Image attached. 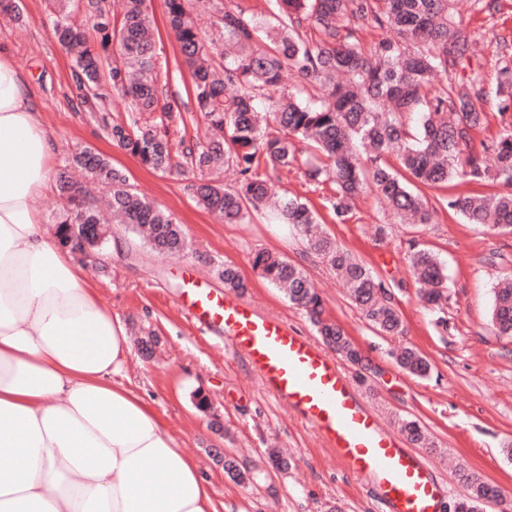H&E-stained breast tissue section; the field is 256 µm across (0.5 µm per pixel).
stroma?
I'll list each match as a JSON object with an SVG mask.
<instances>
[{
    "label": "stroma",
    "mask_w": 512,
    "mask_h": 512,
    "mask_svg": "<svg viewBox=\"0 0 512 512\" xmlns=\"http://www.w3.org/2000/svg\"><path fill=\"white\" fill-rule=\"evenodd\" d=\"M16 4L22 20L0 15V45L7 46L25 74L54 140L55 172L68 168L75 148H91L185 228L186 250L163 259L132 233L114 227L112 234L123 238L125 249L96 258L84 270L102 305L119 317L128 336L149 328L160 337L153 357L131 350L122 381L154 404L198 462L220 512H387L371 478L342 464L314 429L272 395L219 331L191 322L177 304L184 270H194L220 291L224 282L216 270L230 264L247 285L243 300L317 338L305 312L253 271L251 259L258 250L303 263L322 296L326 318L342 326L365 358L361 367L342 365L354 390L389 427L398 428L408 418L426 428L432 445L419 454L436 472L447 503L464 495L466 478L475 475L501 492V504H488L483 512H512V457L504 452L512 446V338L496 335L490 320L492 290L504 274L512 273V234L465 223L439 206L448 196L497 193L498 185L453 180L421 187L436 209L432 223L400 224L372 194L361 198L345 220H336L328 204L330 185L307 182L294 170L273 175L279 191L304 199L326 231L385 284L406 327L403 341L431 363L428 377H412L392 356L398 341L369 326L335 273L304 256L288 225L268 212L253 215L246 224L224 223L197 203L191 177L147 169L113 145L102 122L76 106L71 59L51 32L52 0ZM456 24L476 46L470 73L484 88L475 105L488 120L472 140L480 151L501 130L495 88L498 70L512 52V0H458ZM416 245L432 249L445 265L448 302L443 311L431 309L418 295L409 265ZM441 315L448 321L444 330L436 324ZM199 388L212 398L224 434L213 432L208 418L195 409L191 394ZM274 447L287 458V468L272 466L268 451ZM215 448L251 470V481L227 476L211 456ZM451 455L457 467H448Z\"/></svg>",
    "instance_id": "35a3bbf8"
}]
</instances>
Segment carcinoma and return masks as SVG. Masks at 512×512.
<instances>
[{
	"label": "carcinoma",
	"instance_id": "cac0c4a2",
	"mask_svg": "<svg viewBox=\"0 0 512 512\" xmlns=\"http://www.w3.org/2000/svg\"><path fill=\"white\" fill-rule=\"evenodd\" d=\"M454 2L275 0L278 24L263 30L254 17L222 0H164L181 65L192 78L189 96L204 121L201 134L189 144L181 135L180 105L159 95L169 71L159 62L147 0H124L116 13L109 0H82L84 22L64 15L52 32L72 57L71 79L82 106L108 112L113 97L124 100L125 121L105 123L113 144L154 171L197 176L192 187L198 202L222 215L226 224H245L253 213L271 209L301 238L308 254L344 281L349 299L373 328L385 336H401V315L374 273L322 228L306 203L271 195L258 169L294 167L295 141H307L319 158L303 161L299 169L310 182L334 185L330 205L339 221L371 189L398 221L430 224L433 211L416 185L436 186L456 178L496 182L506 191L450 196L442 206L469 224L512 232V55L499 70L495 90L502 131L489 148L476 153L472 132L485 124L487 115L476 110L474 100L484 89L478 78L458 75L474 51L455 26ZM206 9L216 14L208 32L197 25V16ZM304 21L315 25L321 40L313 44L301 36ZM363 27L379 28L391 37L365 52L357 38ZM287 70L301 83L318 86L317 100L295 92L269 95ZM404 113L418 115L416 126L402 122ZM393 152L396 166L388 161ZM72 164L109 187L110 197L103 208L60 175L58 190L66 207L54 220L58 239L105 232V224L113 222L128 225L158 256L184 250L182 225L133 191L125 174L106 158L78 147ZM225 166L238 175L233 190L208 178ZM410 263L414 277L425 285L426 303L442 311L448 285L439 258L415 246ZM253 268L306 311L332 350L350 362L359 359L349 336L324 318L321 297L301 264L258 251ZM219 277L230 291L246 288L230 265L219 270ZM490 317L499 335L512 337L509 275L493 288ZM397 362L414 377L431 371L429 360L412 345L398 349ZM402 432L415 445L428 444L427 432L414 419L402 421ZM500 497L495 486L470 478L456 512H479L481 505Z\"/></svg>",
	"mask_w": 512,
	"mask_h": 512
}]
</instances>
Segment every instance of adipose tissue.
<instances>
[{
    "label": "adipose tissue",
    "instance_id": "ef3b65f1",
    "mask_svg": "<svg viewBox=\"0 0 512 512\" xmlns=\"http://www.w3.org/2000/svg\"><path fill=\"white\" fill-rule=\"evenodd\" d=\"M54 147L0 52V512H217L196 460L117 383L126 329L32 202Z\"/></svg>",
    "mask_w": 512,
    "mask_h": 512
}]
</instances>
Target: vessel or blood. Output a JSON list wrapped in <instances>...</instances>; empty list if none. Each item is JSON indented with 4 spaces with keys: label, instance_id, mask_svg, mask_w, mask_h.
<instances>
[{
    "label": "vessel or blood",
    "instance_id": "vessel-or-blood-1",
    "mask_svg": "<svg viewBox=\"0 0 512 512\" xmlns=\"http://www.w3.org/2000/svg\"><path fill=\"white\" fill-rule=\"evenodd\" d=\"M179 307L244 355L271 393L301 416L337 458L380 488L388 512H441L429 469L356 395L335 358L278 317L189 275Z\"/></svg>",
    "mask_w": 512,
    "mask_h": 512
}]
</instances>
